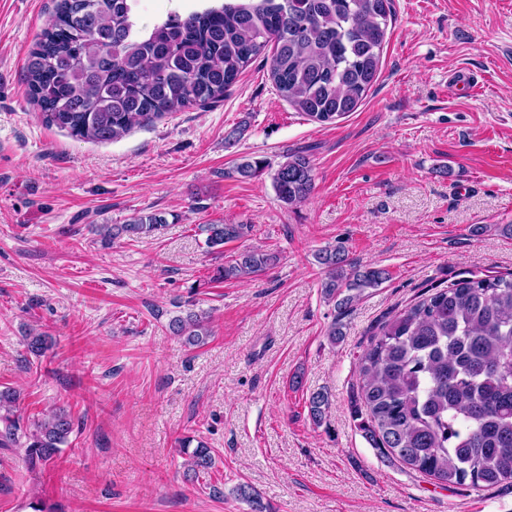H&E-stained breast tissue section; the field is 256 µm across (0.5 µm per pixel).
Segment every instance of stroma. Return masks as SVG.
Listing matches in <instances>:
<instances>
[{"mask_svg":"<svg viewBox=\"0 0 512 512\" xmlns=\"http://www.w3.org/2000/svg\"><path fill=\"white\" fill-rule=\"evenodd\" d=\"M55 6L0 0V387L23 418L61 406L76 428L47 467L0 448V512H253L243 485L266 512H512V487L440 488L380 456L351 415L380 322L459 278L512 273V0H394L379 77L336 122L291 107L260 57L216 106L105 143L28 100L29 53ZM462 73L475 96L453 89ZM298 150L315 189L289 206L272 175ZM245 157L268 166L241 178ZM150 211L166 216L161 234L91 231ZM202 224L246 231L213 254ZM337 245L389 272L343 314L316 260ZM250 247L277 264L216 279ZM190 301L211 314L198 347L166 330ZM32 329L54 346L28 366ZM316 391L330 400L319 425ZM188 436L215 458L193 481Z\"/></svg>","mask_w":512,"mask_h":512,"instance_id":"stroma-1","label":"stroma"}]
</instances>
